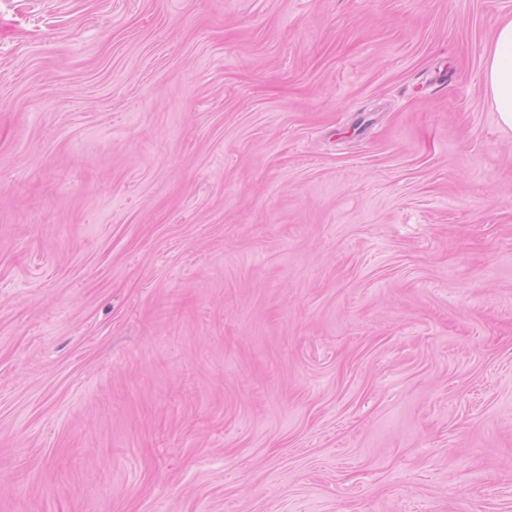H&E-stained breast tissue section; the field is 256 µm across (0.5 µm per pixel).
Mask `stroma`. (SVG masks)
Segmentation results:
<instances>
[{
    "label": "stroma",
    "instance_id": "stroma-1",
    "mask_svg": "<svg viewBox=\"0 0 512 512\" xmlns=\"http://www.w3.org/2000/svg\"><path fill=\"white\" fill-rule=\"evenodd\" d=\"M512 0H0V512H512ZM482 77L501 128L512 132V18L496 26Z\"/></svg>",
    "mask_w": 512,
    "mask_h": 512
}]
</instances>
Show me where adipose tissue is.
<instances>
[{
	"label": "adipose tissue",
	"mask_w": 512,
	"mask_h": 512,
	"mask_svg": "<svg viewBox=\"0 0 512 512\" xmlns=\"http://www.w3.org/2000/svg\"><path fill=\"white\" fill-rule=\"evenodd\" d=\"M482 77L501 128L512 132V18L496 26Z\"/></svg>",
	"instance_id": "adipose-tissue-1"
}]
</instances>
